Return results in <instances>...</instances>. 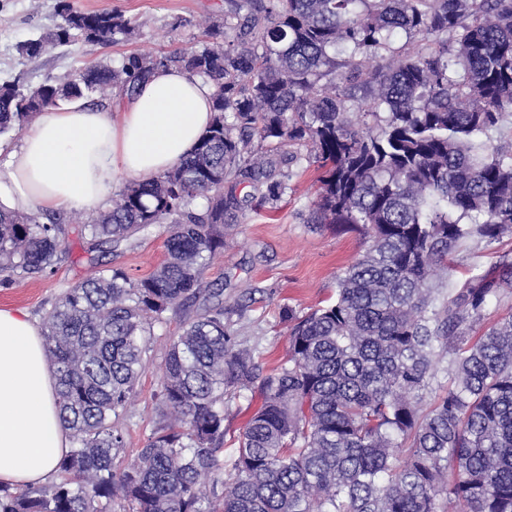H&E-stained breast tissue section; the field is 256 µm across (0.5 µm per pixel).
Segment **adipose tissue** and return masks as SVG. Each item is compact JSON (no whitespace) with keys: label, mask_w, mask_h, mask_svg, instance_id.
Returning a JSON list of instances; mask_svg holds the SVG:
<instances>
[{"label":"adipose tissue","mask_w":512,"mask_h":512,"mask_svg":"<svg viewBox=\"0 0 512 512\" xmlns=\"http://www.w3.org/2000/svg\"><path fill=\"white\" fill-rule=\"evenodd\" d=\"M212 93L199 76L160 68L116 112L80 99L46 108L0 171V208L95 210L117 174L178 167L213 119ZM67 449L41 330L24 310L0 308V482L46 483Z\"/></svg>","instance_id":"obj_1"}]
</instances>
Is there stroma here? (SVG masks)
Returning a JSON list of instances; mask_svg holds the SVG:
<instances>
[{
	"instance_id": "35a3bbf8",
	"label": "stroma",
	"mask_w": 512,
	"mask_h": 512,
	"mask_svg": "<svg viewBox=\"0 0 512 512\" xmlns=\"http://www.w3.org/2000/svg\"><path fill=\"white\" fill-rule=\"evenodd\" d=\"M75 9L101 12L117 9L136 23L127 39L116 43H77L50 53L19 55L17 44L54 30L61 22L59 0H0V83L37 86L71 73L89 61L118 63L122 56L143 50L161 55L200 41L198 24L224 16V0H70ZM317 173L299 167L277 210L246 211L240 224L227 230L224 248L203 274L205 286L222 289L224 322L235 339L256 344L268 363L285 357L288 324L285 308L304 315L336 296V275L369 246L363 232L310 224L306 218L315 199ZM68 250L45 275L8 288L0 287V307L25 309L41 321L45 309L67 290L95 276L101 266L119 268L131 278L151 274L166 254L168 227L152 225L120 246L101 244L80 235L66 223ZM197 305L169 314L154 325L146 339V371L137 400L123 420L125 446L117 462L126 464L144 447L156 423L154 395L160 389V366L169 342ZM257 393L241 391L224 397L225 447L232 448L247 420L259 405Z\"/></svg>"
}]
</instances>
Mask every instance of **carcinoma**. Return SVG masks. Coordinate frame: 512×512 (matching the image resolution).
I'll return each instance as SVG.
<instances>
[{
  "label": "carcinoma",
  "mask_w": 512,
  "mask_h": 512,
  "mask_svg": "<svg viewBox=\"0 0 512 512\" xmlns=\"http://www.w3.org/2000/svg\"><path fill=\"white\" fill-rule=\"evenodd\" d=\"M227 5L201 45L0 85L1 136L63 101L133 92L159 67L208 81L214 112L179 167L127 184L81 225L117 247L167 224L166 258L139 280L105 268L45 312L72 446L52 481L0 484V512H512V314L487 317L512 260L455 280L463 246L512 237V137H491L512 114V0ZM58 11L19 54L135 30L117 10ZM302 162L319 172L307 223L372 244L334 300L283 311L288 353L267 368L202 274L252 204L239 187L273 209ZM65 237L57 214L0 210V285L42 276ZM200 299L170 341L158 425L118 472L144 336ZM255 388L262 403L226 456L224 394Z\"/></svg>",
  "instance_id": "carcinoma-1"
}]
</instances>
